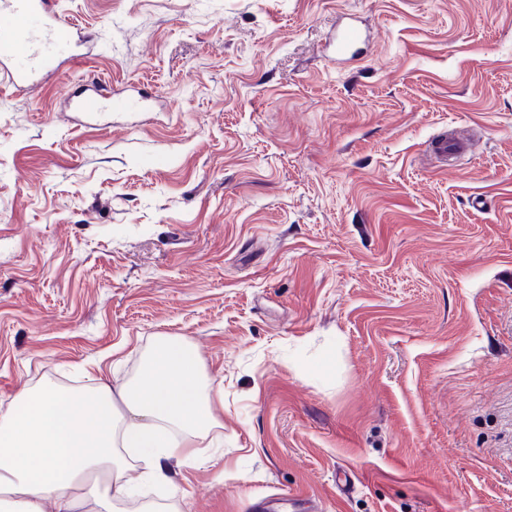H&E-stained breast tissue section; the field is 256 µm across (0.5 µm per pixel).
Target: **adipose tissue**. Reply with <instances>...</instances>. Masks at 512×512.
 Returning a JSON list of instances; mask_svg holds the SVG:
<instances>
[{
  "label": "adipose tissue",
  "mask_w": 512,
  "mask_h": 512,
  "mask_svg": "<svg viewBox=\"0 0 512 512\" xmlns=\"http://www.w3.org/2000/svg\"><path fill=\"white\" fill-rule=\"evenodd\" d=\"M212 390L194 347L166 338L120 390L25 391L0 413V512H124L168 461L196 458L217 425Z\"/></svg>",
  "instance_id": "adipose-tissue-1"
}]
</instances>
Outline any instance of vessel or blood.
Instances as JSON below:
<instances>
[{"label": "vessel or blood", "instance_id": "b4317fda", "mask_svg": "<svg viewBox=\"0 0 512 512\" xmlns=\"http://www.w3.org/2000/svg\"><path fill=\"white\" fill-rule=\"evenodd\" d=\"M364 40L357 27L345 26L336 37L337 61L355 60ZM90 41V36L63 18L57 0H0V75L7 77L17 91L39 86L52 73L59 54L82 57ZM129 106V100L93 81L73 101L71 109L92 116L121 112Z\"/></svg>", "mask_w": 512, "mask_h": 512}]
</instances>
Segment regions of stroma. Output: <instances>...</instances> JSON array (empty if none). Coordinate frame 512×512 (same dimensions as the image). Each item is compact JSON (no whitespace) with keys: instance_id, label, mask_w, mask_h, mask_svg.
Listing matches in <instances>:
<instances>
[{"instance_id":"35a3bbf8","label":"stroma","mask_w":512,"mask_h":512,"mask_svg":"<svg viewBox=\"0 0 512 512\" xmlns=\"http://www.w3.org/2000/svg\"><path fill=\"white\" fill-rule=\"evenodd\" d=\"M60 9L87 57L0 84V412L176 337L221 444L130 512H512V0ZM92 80L155 103L66 111ZM367 39V35L354 25L350 24L336 36L334 53L336 60L340 62H349L355 60L360 53L359 45ZM465 150V143L454 136H449L447 132L440 134L433 143L434 153L445 161L448 160V155L456 156Z\"/></svg>"}]
</instances>
